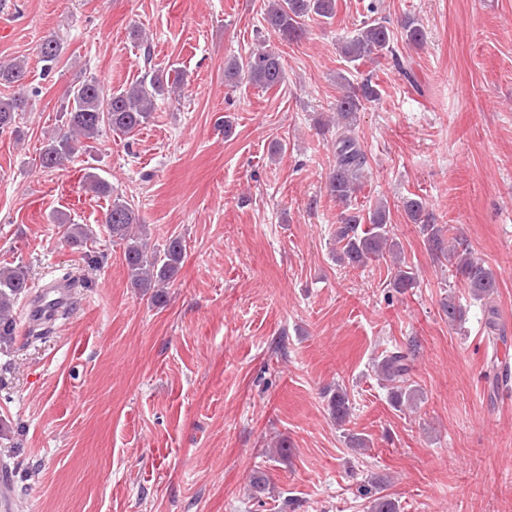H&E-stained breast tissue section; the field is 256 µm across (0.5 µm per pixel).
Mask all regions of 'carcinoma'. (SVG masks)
<instances>
[{"instance_id": "obj_1", "label": "carcinoma", "mask_w": 512, "mask_h": 512, "mask_svg": "<svg viewBox=\"0 0 512 512\" xmlns=\"http://www.w3.org/2000/svg\"><path fill=\"white\" fill-rule=\"evenodd\" d=\"M336 12V0H267L263 20L271 31L282 38L297 39L304 35L305 18L315 15L330 19ZM401 39L409 45H420L424 40L423 27L410 16L402 24ZM62 53L60 41L50 36L40 47V61L50 71L59 62ZM341 54L350 63L388 56L393 66L406 79H411V68L395 46L393 31L380 18L363 23L362 27L341 46ZM26 65L15 62L0 65V84H21ZM224 79L230 84L242 80L261 88H273L285 81L280 56L271 49H258L244 59H230L224 66ZM342 94L336 101V137L334 167L327 191L342 205L337 217L334 253L339 263L362 268L370 261L390 259L394 276L389 285L401 292L414 287L412 268L401 263L391 238L389 208L377 203L367 214L352 205L361 191L368 155L352 130L356 114L364 103L377 99V84L367 77L354 83L346 77ZM169 81L164 74L155 73L131 86L107 91L101 83L87 79L76 84L63 109L64 132L50 138L39 155L40 167L55 170L86 149L87 142L96 139L103 129L131 135L152 118L157 97L168 92ZM27 99L21 94L0 97V130L10 128L18 113L25 111ZM88 190L102 196H112L110 184L93 172L84 176ZM409 220L419 226L429 251L436 258L452 263L455 276L469 297L488 305V328L495 327L496 308L489 306L497 293L498 279L482 259L474 256L454 227L435 223L422 199L410 198L404 203ZM105 223L112 240L123 244V261L132 284L137 288H162L181 268L185 245L179 237L169 240L163 251L152 250L144 238L143 225L135 211L119 198L112 200ZM65 237L71 245L88 247L93 242L92 230L85 224L65 225ZM29 291V274L25 266L0 267V349H10L16 340V321L12 315L15 301ZM443 314L451 325L465 320L466 307L461 298L451 294L441 304ZM412 367L408 353L395 349L384 355L375 365L380 384L388 390L390 401L397 408H411L419 399L418 389L411 381ZM329 410L338 423L346 422L352 414L347 393L336 389L329 399Z\"/></svg>"}]
</instances>
